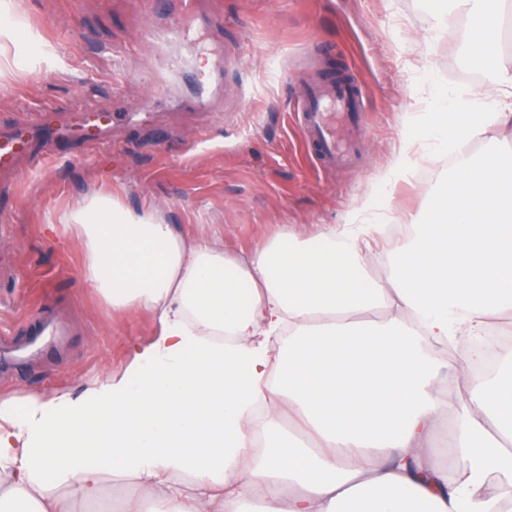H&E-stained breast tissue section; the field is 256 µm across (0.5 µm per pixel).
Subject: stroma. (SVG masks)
<instances>
[{
	"instance_id": "obj_1",
	"label": "stroma",
	"mask_w": 512,
	"mask_h": 512,
	"mask_svg": "<svg viewBox=\"0 0 512 512\" xmlns=\"http://www.w3.org/2000/svg\"><path fill=\"white\" fill-rule=\"evenodd\" d=\"M38 41L0 54V131L32 119L93 110L117 117L102 154L77 141L46 173L23 171L17 195L0 194V335L25 328L50 298L73 334L43 360L0 374V399L50 395L121 370L128 345L147 341V311H113L82 280L84 252L61 228L65 214L104 195L140 211L157 208L185 238L217 233L227 257L288 233L313 236L341 223L370 196L403 152L413 162L379 217L384 245L364 251L367 275L386 281L408 225L424 220L453 173L405 132L433 123L436 98L472 85L469 52L451 29L435 27L426 0H202L210 25L181 39L167 33L176 0H13ZM238 46V68L224 49ZM220 68V85L198 88L184 69L156 78L158 56ZM357 72L369 96L361 136L347 160L322 169L296 120L306 85L319 74ZM454 417L438 415L430 457L463 461L452 448Z\"/></svg>"
}]
</instances>
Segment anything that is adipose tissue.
Wrapping results in <instances>:
<instances>
[{"mask_svg": "<svg viewBox=\"0 0 512 512\" xmlns=\"http://www.w3.org/2000/svg\"><path fill=\"white\" fill-rule=\"evenodd\" d=\"M509 12L512 0H448L438 14L465 17L488 80L437 100L439 120L420 131L435 152L512 127V71L499 63ZM483 170L449 179L385 284L361 256L384 198L239 258L205 235L185 242L150 206L96 196L71 211L85 283L114 310H149L159 332L79 393L0 401V512H79L108 473L151 490L150 512H504L480 492L491 475L512 481V354L479 366L490 317L512 312V187ZM380 307L410 320L368 321ZM461 334L455 387L436 390L438 355ZM278 397L312 443L275 416L254 421ZM444 410L464 461L452 472L425 458Z\"/></svg>", "mask_w": 512, "mask_h": 512, "instance_id": "adipose-tissue-1", "label": "adipose tissue"}]
</instances>
